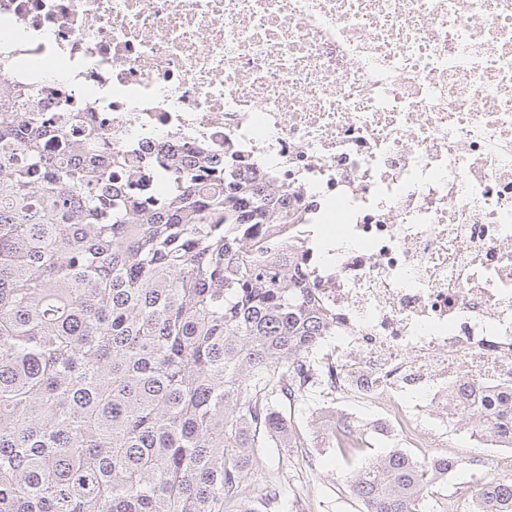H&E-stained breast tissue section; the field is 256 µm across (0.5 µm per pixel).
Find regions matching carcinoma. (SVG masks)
I'll return each mask as SVG.
<instances>
[{
    "label": "carcinoma",
    "mask_w": 512,
    "mask_h": 512,
    "mask_svg": "<svg viewBox=\"0 0 512 512\" xmlns=\"http://www.w3.org/2000/svg\"><path fill=\"white\" fill-rule=\"evenodd\" d=\"M19 97L0 95V512H224L257 449L301 442L278 404L332 330L299 251L257 236L295 217L231 157L155 196L80 113ZM457 415L512 445V401ZM454 467L393 448L350 487L364 512H428ZM449 510L512 512V476Z\"/></svg>",
    "instance_id": "cac0c4a2"
}]
</instances>
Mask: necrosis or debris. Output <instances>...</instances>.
<instances>
[{"mask_svg": "<svg viewBox=\"0 0 512 512\" xmlns=\"http://www.w3.org/2000/svg\"><path fill=\"white\" fill-rule=\"evenodd\" d=\"M0 79L284 190L325 445L446 449L449 396L512 388V0H0Z\"/></svg>", "mask_w": 512, "mask_h": 512, "instance_id": "4bbe7bcc", "label": "necrosis or debris"}]
</instances>
